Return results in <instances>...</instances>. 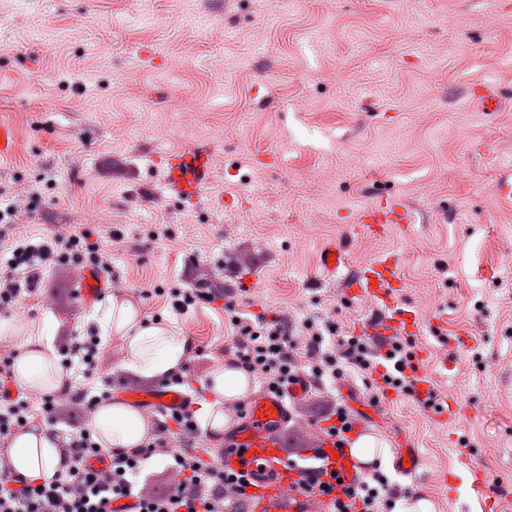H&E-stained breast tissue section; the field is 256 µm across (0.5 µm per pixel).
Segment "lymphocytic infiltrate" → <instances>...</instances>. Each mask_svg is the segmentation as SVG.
<instances>
[{
    "label": "lymphocytic infiltrate",
    "mask_w": 512,
    "mask_h": 512,
    "mask_svg": "<svg viewBox=\"0 0 512 512\" xmlns=\"http://www.w3.org/2000/svg\"><path fill=\"white\" fill-rule=\"evenodd\" d=\"M83 240V234L73 230L68 236L50 240L26 236L0 242V252L7 256L0 265V298L34 291L42 269L60 262L66 250L83 253V266L110 269L109 252L97 246L84 247ZM230 322L235 334L228 350L229 365L272 391L294 381L304 368L318 381L339 374L346 365L368 371L374 367L377 345L373 339L340 334L331 321L305 320L296 335L289 333L288 322L278 311L259 314L253 320L234 314ZM198 433L193 412L170 411L166 420L157 423L151 440L141 448L112 453L111 467L97 472L86 468L84 462L100 448L86 428H78L65 445L68 471L50 483L21 478L0 458V512H111L113 500L131 495L139 500L138 512H246L252 501L246 480L200 455L194 447ZM160 452L172 459L165 489L134 492L132 476ZM391 501L388 480L373 473L345 498H331L328 509L388 512Z\"/></svg>",
    "instance_id": "f902f5d3"
}]
</instances>
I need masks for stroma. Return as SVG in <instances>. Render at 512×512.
I'll return each mask as SVG.
<instances>
[{"label": "stroma", "mask_w": 512, "mask_h": 512, "mask_svg": "<svg viewBox=\"0 0 512 512\" xmlns=\"http://www.w3.org/2000/svg\"><path fill=\"white\" fill-rule=\"evenodd\" d=\"M132 0H49L39 16L0 0V121L15 130L0 158V211L32 217L1 224L5 237L52 238L76 229L112 251L122 296L146 318L164 317L191 343L182 377L207 402V377L231 331L224 304L171 307L170 292L221 280L225 303L259 314H319L350 330L372 314L326 276L324 245L358 201L386 192L416 224L383 237L358 235L352 266L399 251L403 300L428 322L413 346L427 351L440 399L460 413L445 422L406 395L369 415L382 436L377 459L398 490L420 492L433 512H512V5L501 0H152L155 23L138 28ZM175 10L207 28L174 27ZM40 27L45 38L31 37ZM261 50H254L253 40ZM163 59L149 67L141 51ZM496 85L497 108L468 89ZM196 112L184 116L186 103ZM466 130L465 144L449 130ZM220 140L213 180L193 207L171 198L155 154ZM278 157L276 166L261 162ZM158 237H150V230ZM256 271V289L238 273ZM76 258L43 270L39 287L0 300V319L54 326L74 384L118 397L145 387L121 371L122 342L99 348L87 381L66 339L87 335L90 309L75 285ZM418 448L415 476L393 466L398 443ZM482 457L485 488L461 474L457 451Z\"/></svg>", "instance_id": "1"}]
</instances>
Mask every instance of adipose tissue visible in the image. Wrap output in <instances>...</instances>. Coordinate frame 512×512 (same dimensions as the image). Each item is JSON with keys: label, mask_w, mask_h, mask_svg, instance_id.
I'll list each match as a JSON object with an SVG mask.
<instances>
[{"label": "adipose tissue", "mask_w": 512, "mask_h": 512, "mask_svg": "<svg viewBox=\"0 0 512 512\" xmlns=\"http://www.w3.org/2000/svg\"><path fill=\"white\" fill-rule=\"evenodd\" d=\"M101 338L120 337L124 343L123 370L150 381L179 376L189 356L187 336L176 325L141 320L131 300L113 299L104 312L94 314ZM0 336L17 344L12 361L16 383L27 390L57 392L66 384L53 344L50 325L29 331L19 319L0 320ZM247 375L220 364L209 374L211 400L202 404L198 417L208 433L220 435L224 430L225 401L239 399L248 389ZM88 427L101 448L130 451L148 438L150 426L135 407L122 402H105L94 409ZM17 475L44 483L52 481L67 464L62 440L54 427L40 424L21 429L8 450Z\"/></svg>", "instance_id": "obj_1"}]
</instances>
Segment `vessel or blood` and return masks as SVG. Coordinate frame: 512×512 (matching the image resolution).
I'll use <instances>...</instances> for the list:
<instances>
[{
  "mask_svg": "<svg viewBox=\"0 0 512 512\" xmlns=\"http://www.w3.org/2000/svg\"><path fill=\"white\" fill-rule=\"evenodd\" d=\"M212 143L197 144L186 149H172L156 154L154 165L163 176L166 190L183 203L199 201L211 179ZM412 210L388 196H382L361 207L352 223L344 225L343 235L350 238L364 232L383 236L389 231L407 228L415 223ZM404 278L400 257L392 253L370 261L351 272L343 281L345 296L365 298L374 307L372 316L354 329L355 335L375 339L388 336H414L425 324L416 309L402 300ZM106 287L103 274L88 269L81 276L77 296L82 306L94 303ZM414 367L406 375L412 382V397L424 404L433 387V375L425 352L414 355ZM309 391L307 379L287 387L285 393L272 395L261 389L253 392L243 410H227L228 426L224 446L217 457L225 470L248 474L256 512H325L328 500L322 496L306 498L297 492L306 471L319 470L321 481L338 476L343 486L359 483L372 469V463L356 451L359 442L369 436L365 421L356 420L344 436L337 437L317 430L311 438L316 462L301 465L289 460L288 421L291 403L303 399ZM131 396L143 411L164 414L172 409L190 408L189 395L180 389L165 387L132 391Z\"/></svg>",
  "mask_w": 512,
  "mask_h": 512,
  "instance_id": "b4317fda",
  "label": "vessel or blood"
}]
</instances>
